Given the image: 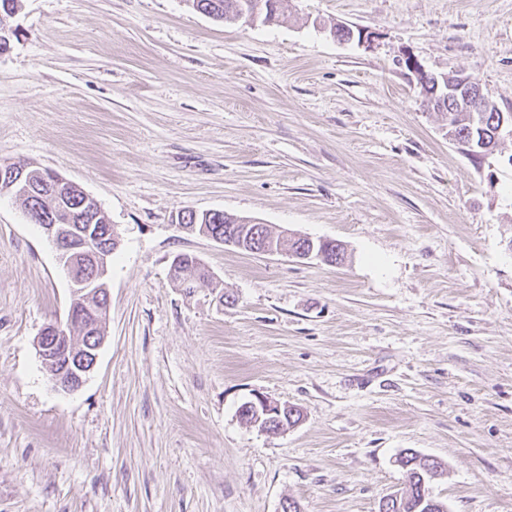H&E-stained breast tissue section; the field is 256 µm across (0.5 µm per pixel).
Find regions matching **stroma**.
Instances as JSON below:
<instances>
[{"label": "stroma", "instance_id": "stroma-1", "mask_svg": "<svg viewBox=\"0 0 512 512\" xmlns=\"http://www.w3.org/2000/svg\"><path fill=\"white\" fill-rule=\"evenodd\" d=\"M0 28V165L55 171L121 235L97 365L57 389L36 338L69 281L0 194V512H379L408 449L444 464L448 512H512V137L466 155L402 64L512 112V0H286L251 26L19 0ZM185 207L345 260L242 251L181 230ZM180 253L228 303L173 284ZM258 393L300 422L244 423Z\"/></svg>", "mask_w": 512, "mask_h": 512}]
</instances>
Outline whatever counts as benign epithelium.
Instances as JSON below:
<instances>
[{"mask_svg": "<svg viewBox=\"0 0 512 512\" xmlns=\"http://www.w3.org/2000/svg\"><path fill=\"white\" fill-rule=\"evenodd\" d=\"M448 97L455 100L454 111H481L480 105L486 102L479 82L470 75L458 71L445 80ZM63 214L60 223L44 225V231L57 248L58 261L70 270L76 263L75 246L71 243L70 225L75 223L78 215L67 209L60 210ZM262 228V222L252 218H240L233 230L224 234V244L239 249L275 255L285 253L296 259H308L312 256L323 257V253L312 250L306 251L299 247L298 237L283 234L278 243H255L254 233ZM108 256H102L94 268L90 278L70 277L71 290L74 298L85 302L108 304ZM75 311H69L66 322H54L50 328L43 329L39 334L36 346L41 360L52 370L55 386L67 391L81 387L89 374L94 370L98 352L103 345L105 336L97 333L78 341L69 335L74 322ZM54 335H48V330ZM246 407L255 413L252 425L257 426L262 420L275 413H282V404L265 395L256 394L254 399L246 403Z\"/></svg>", "mask_w": 512, "mask_h": 512, "instance_id": "1", "label": "benign epithelium"}]
</instances>
